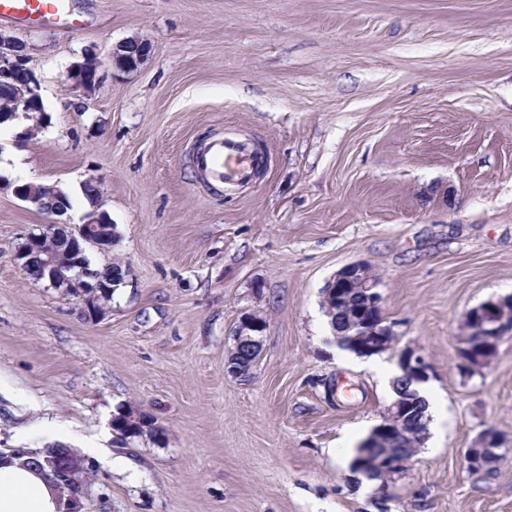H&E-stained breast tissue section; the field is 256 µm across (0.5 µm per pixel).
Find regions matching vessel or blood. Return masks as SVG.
<instances>
[{
    "mask_svg": "<svg viewBox=\"0 0 512 512\" xmlns=\"http://www.w3.org/2000/svg\"><path fill=\"white\" fill-rule=\"evenodd\" d=\"M66 12L64 0H0V18L44 24ZM256 157L246 143L227 137L210 140L195 158L198 171L219 183H243L250 179Z\"/></svg>",
    "mask_w": 512,
    "mask_h": 512,
    "instance_id": "1",
    "label": "vessel or blood"
}]
</instances>
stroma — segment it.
Returning a JSON list of instances; mask_svg holds the SVG:
<instances>
[{"label":"stroma","mask_w":512,"mask_h":512,"mask_svg":"<svg viewBox=\"0 0 512 512\" xmlns=\"http://www.w3.org/2000/svg\"><path fill=\"white\" fill-rule=\"evenodd\" d=\"M81 30L0 19L24 42L43 113L0 127V448L58 444L90 470L80 512H512V336L459 368L473 307L512 296V0H69ZM139 37L132 72L67 87L85 50ZM263 152L250 185L214 189L194 149ZM100 182L114 226L91 265H121L104 315L30 279L16 253L47 216L17 182L70 197ZM379 274L398 338L442 409L389 496L351 470L393 396L341 357L322 308L344 266ZM266 327L248 375L226 371L243 314ZM333 379L348 386L324 396ZM161 439L120 445L119 409ZM495 429L494 471L464 454Z\"/></svg>","instance_id":"1"}]
</instances>
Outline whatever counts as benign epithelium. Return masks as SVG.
I'll return each instance as SVG.
<instances>
[{
	"mask_svg": "<svg viewBox=\"0 0 512 512\" xmlns=\"http://www.w3.org/2000/svg\"><path fill=\"white\" fill-rule=\"evenodd\" d=\"M148 54L149 44L135 37L115 46L108 56V63L119 70L133 71L146 61ZM100 67L101 61L97 55L87 54L71 66L65 81L71 87L90 92L99 82ZM0 86L15 91L11 111L0 114V120L12 119L20 113L26 115L38 111L31 102L40 96L41 85L34 69L29 66L28 51L22 48L20 41L1 33ZM12 192L19 199L35 204L52 217L49 223L40 227L39 232L28 233L26 243L32 246V258H36V261L24 258L26 251L23 250L17 256L20 268L27 272L35 264L40 266L41 271L47 272L43 281L48 283V287L79 298L92 316L103 314V311L97 309L99 299L107 292L102 275L89 267L79 268L77 274L82 287L75 290L69 287V262L62 261L53 252L39 247L44 236L66 228L71 239L78 237L100 250L112 248V229L105 227L101 214L88 212L80 224L64 223L60 221V217L67 213L70 205L58 186L22 185L13 187ZM325 295L332 299L333 308L327 310V315L336 317L338 329L334 330V335L337 339L348 337L366 348L387 350L392 346L396 340L394 324L386 323L383 318L380 281L370 276L367 263L358 261L340 269L326 285ZM507 302V298L487 301L466 314L470 328L457 337V354L463 369L470 371L489 366L497 355L501 340L512 335V312L506 309ZM264 328L265 322L256 314L247 313L241 316L233 335V348L237 349L245 344L252 353L259 352ZM399 366L408 389L399 392L387 406L382 423L372 431L367 443L369 448L384 449L382 455L374 460L376 467L388 477L387 481H382L379 485L383 494L387 493L390 479L406 472L412 462V458H406L390 449L392 439L410 434L423 443L427 438V422L420 419L410 430L406 425V412L410 406L419 403L420 396L413 385L429 379L430 365L419 351L407 348L399 356ZM499 447L497 432L491 428L483 430L478 435L475 446L467 449L468 466L490 469L501 458ZM52 458L67 470L72 483L86 486L85 462L77 452L71 448H54Z\"/></svg>",
	"mask_w": 512,
	"mask_h": 512,
	"instance_id": "7a95c632",
	"label": "benign epithelium"
}]
</instances>
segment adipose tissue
<instances>
[{"mask_svg": "<svg viewBox=\"0 0 512 512\" xmlns=\"http://www.w3.org/2000/svg\"><path fill=\"white\" fill-rule=\"evenodd\" d=\"M71 507L44 472L0 456V512H70Z\"/></svg>", "mask_w": 512, "mask_h": 512, "instance_id": "obj_1", "label": "adipose tissue"}]
</instances>
